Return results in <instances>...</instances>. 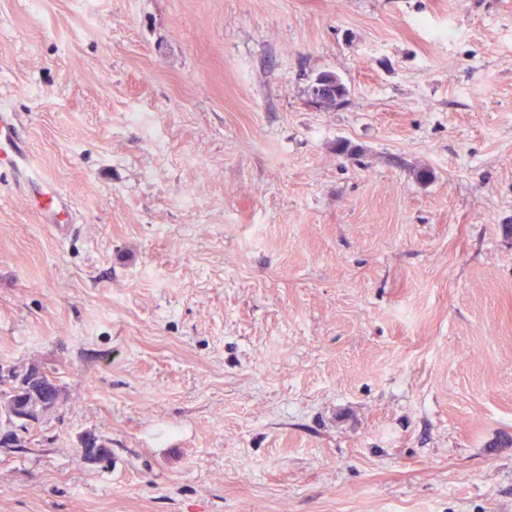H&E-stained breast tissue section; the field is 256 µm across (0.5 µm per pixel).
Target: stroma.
I'll return each instance as SVG.
<instances>
[{
  "mask_svg": "<svg viewBox=\"0 0 512 512\" xmlns=\"http://www.w3.org/2000/svg\"><path fill=\"white\" fill-rule=\"evenodd\" d=\"M1 109L0 512H512V0H0ZM321 84H328L331 87L330 92L326 87H319L317 89V86ZM316 91L317 93L314 95L316 98L327 96L329 94V97L326 100L320 102L321 104L328 106H335L343 101L348 94V89L343 81L331 72H324L316 77L310 86V94ZM9 174L24 193L26 201L44 224L59 238L74 227L71 199L45 177L34 163L24 141L18 119L13 112L0 113V181ZM44 374V370L39 366H35L33 369L17 370L14 366L0 364V375L2 378L9 377L20 387H25L17 388L0 381V401L1 398L9 400L11 404L14 402L17 407H23L30 412L29 417L31 421L27 414L21 412V409L14 407L11 416L16 424H22L26 421H39L46 413L42 412V406L45 407L50 404L52 399V395L46 392L45 386L47 382L29 387L36 380L43 382Z\"/></svg>",
  "mask_w": 512,
  "mask_h": 512,
  "instance_id": "obj_1",
  "label": "stroma"
}]
</instances>
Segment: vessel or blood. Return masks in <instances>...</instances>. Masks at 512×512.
Segmentation results:
<instances>
[{
	"mask_svg": "<svg viewBox=\"0 0 512 512\" xmlns=\"http://www.w3.org/2000/svg\"><path fill=\"white\" fill-rule=\"evenodd\" d=\"M4 176L15 180L30 207L58 237L70 234L74 226L73 203L34 163L12 112L0 113V178Z\"/></svg>",
	"mask_w": 512,
	"mask_h": 512,
	"instance_id": "obj_1",
	"label": "vessel or blood"
}]
</instances>
